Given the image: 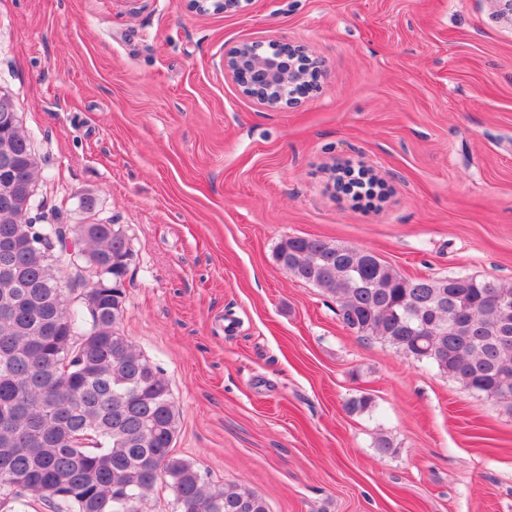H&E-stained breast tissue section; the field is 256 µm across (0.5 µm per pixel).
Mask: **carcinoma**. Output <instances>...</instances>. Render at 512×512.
<instances>
[{"mask_svg":"<svg viewBox=\"0 0 512 512\" xmlns=\"http://www.w3.org/2000/svg\"><path fill=\"white\" fill-rule=\"evenodd\" d=\"M39 163L13 97L0 92V512H147L159 484L173 512H268L241 484L208 485L174 451L178 411L162 370L119 329L133 249L121 224L29 213L19 190ZM276 261L336 300L345 327L512 402V283L409 277L374 252L285 237ZM73 271L68 284L59 272ZM90 282L85 292L77 287Z\"/></svg>","mask_w":512,"mask_h":512,"instance_id":"carcinoma-1","label":"carcinoma"}]
</instances>
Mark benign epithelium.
Returning <instances> with one entry per match:
<instances>
[{
    "instance_id": "7a95c632",
    "label": "benign epithelium",
    "mask_w": 512,
    "mask_h": 512,
    "mask_svg": "<svg viewBox=\"0 0 512 512\" xmlns=\"http://www.w3.org/2000/svg\"><path fill=\"white\" fill-rule=\"evenodd\" d=\"M289 53L299 58L301 67L286 62ZM222 65L224 75L244 94L265 109L280 110L298 101L296 88L309 83L321 62L302 46L269 40L242 42L224 51Z\"/></svg>"
}]
</instances>
